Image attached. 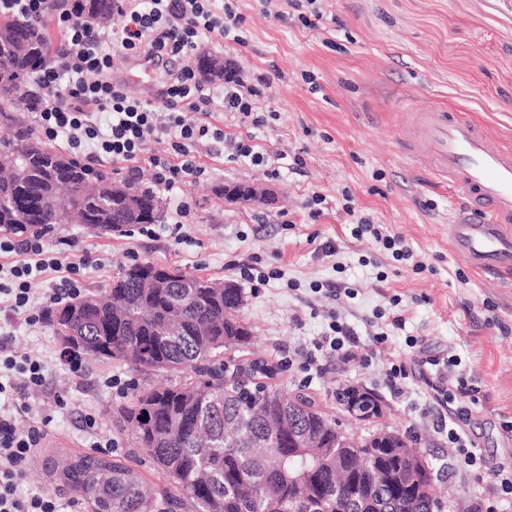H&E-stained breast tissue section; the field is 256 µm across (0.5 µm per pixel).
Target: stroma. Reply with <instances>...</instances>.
<instances>
[{
	"label": "stroma",
	"mask_w": 512,
	"mask_h": 512,
	"mask_svg": "<svg viewBox=\"0 0 512 512\" xmlns=\"http://www.w3.org/2000/svg\"><path fill=\"white\" fill-rule=\"evenodd\" d=\"M244 18L240 41L203 38L200 53L233 63L245 84L261 86V125L215 112L210 122L227 135L286 157L301 155L303 168L278 172L232 162L223 144L202 146L196 155L205 176L194 185L161 192L164 208L151 232L100 235L83 224L63 225L47 244L74 241L71 261L82 268L84 293H100L122 266L150 261L215 281H233L245 304L242 321L253 331L249 352L280 363L279 384L310 396L343 428L368 434L387 426L407 435L426 457L443 502L475 503L490 483L484 472L452 468L454 451L438 431L444 410L425 394L419 378L395 390L386 379L384 353H396L411 369L425 358H460L459 371L478 391L477 402L461 399L468 411L465 431L476 450L497 464H512V274H478L448 245V226L458 192L434 174L424 157L408 161L403 143L412 130L400 104L410 99L443 107L479 122L512 146V0H325L333 23L304 26L287 0H224ZM189 59L156 61L116 55L112 78L142 99H159L169 75ZM258 183L273 189L276 203L242 207L225 200L228 184ZM324 198L312 208V194ZM187 205L179 217V205ZM403 236L413 258L398 262L374 241L352 237V213ZM180 228L182 241L172 230ZM334 246L335 255L325 253ZM423 263L416 271L414 263ZM277 269L280 279L251 287L238 269ZM405 319L388 327L393 313ZM337 315L367 355L344 364L315 349L316 339ZM19 350L47 362L42 395L28 419L53 417L50 436L25 467L24 491L48 490L80 505L66 488L54 461L89 452L93 439L112 441V456L131 460L151 484H160L144 452L119 421V408L132 385L156 381L119 360L83 359L81 374L68 363L61 337L48 324L7 322ZM386 342L376 343L378 333ZM417 338V348L406 345ZM310 370H303V362ZM118 385L107 388L106 379ZM373 393L383 414L361 420L339 399L342 389ZM95 413V436L85 431Z\"/></svg>",
	"instance_id": "stroma-1"
}]
</instances>
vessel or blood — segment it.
I'll return each instance as SVG.
<instances>
[{
	"mask_svg": "<svg viewBox=\"0 0 512 512\" xmlns=\"http://www.w3.org/2000/svg\"><path fill=\"white\" fill-rule=\"evenodd\" d=\"M418 137L408 154H425L435 171L463 193L448 240L476 272L512 271V148L476 122L444 108L405 104Z\"/></svg>",
	"mask_w": 512,
	"mask_h": 512,
	"instance_id": "b4317fda",
	"label": "vessel or blood"
}]
</instances>
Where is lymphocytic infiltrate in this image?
Listing matches in <instances>:
<instances>
[{
  "mask_svg": "<svg viewBox=\"0 0 512 512\" xmlns=\"http://www.w3.org/2000/svg\"><path fill=\"white\" fill-rule=\"evenodd\" d=\"M215 2L114 0L123 24L108 37L71 11H61L58 24L63 41L57 59L35 75L45 93L36 116L40 134L51 141L65 140L70 149H89L96 156L124 163L132 178L142 165H149L156 184L168 190L192 185L202 175L196 153L209 140L226 141L230 161L278 165L279 155L256 151L243 141L225 140L223 129L207 120L210 113L230 112L240 121L260 125L258 88L240 82L214 86L198 80L187 67L171 78L161 100L152 101L129 95L112 79L114 59L103 51L104 39L131 56H191L200 39L227 37L242 23L241 16L231 10H217ZM89 103L96 104V111H86ZM161 138L170 145V158L148 152L150 143ZM73 248V242L66 240L58 250H46L39 234L20 243L0 235V299L11 317L34 326L45 306L80 294L76 265L67 259ZM51 271L61 274L59 286L34 296L32 283ZM429 364L434 371L423 376V388L438 405L475 397V389L462 376L449 374L447 363L433 358ZM45 372L43 359L18 351L11 336H0V512H67L66 503L53 493L26 494L20 489L25 465L52 422L46 416L27 428L18 426L28 410V399L41 391ZM463 424L462 413L449 415L448 442L456 451L458 467L476 468L491 478L490 487L477 498L478 512H512V467L490 463L475 453Z\"/></svg>",
  "mask_w": 512,
  "mask_h": 512,
  "instance_id": "f902f5d3",
  "label": "lymphocytic infiltrate"
}]
</instances>
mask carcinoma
<instances>
[{"mask_svg": "<svg viewBox=\"0 0 512 512\" xmlns=\"http://www.w3.org/2000/svg\"><path fill=\"white\" fill-rule=\"evenodd\" d=\"M89 24L108 22L113 0H75ZM51 61L41 19L0 23V112L31 109L29 78ZM154 192L86 166L37 140L27 128L0 144V234L50 233L61 224L100 232L159 218ZM147 268L162 288L135 279ZM96 303L48 313L56 335L95 359H117L167 374L162 386L132 389L120 414L134 443L166 481L149 490L118 459L78 454L62 463L65 484L90 512H439L425 457L381 428L355 438L305 395L277 385L281 366L241 358L251 332L239 294L193 273L152 263L123 269ZM309 434L315 448L288 440Z\"/></svg>", "mask_w": 512, "mask_h": 512, "instance_id": "1", "label": "carcinoma"}]
</instances>
